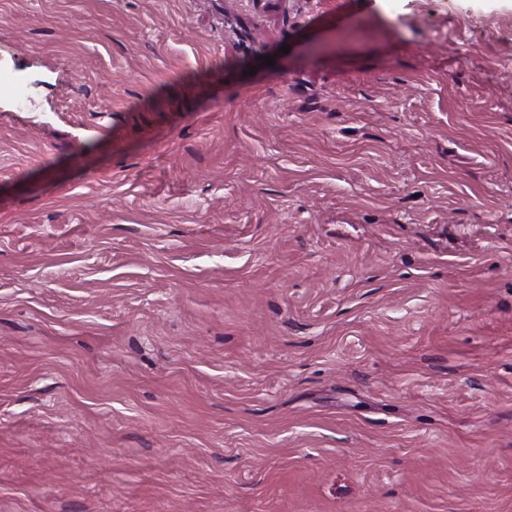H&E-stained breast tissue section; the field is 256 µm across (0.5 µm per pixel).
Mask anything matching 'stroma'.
<instances>
[{
  "instance_id": "obj_1",
  "label": "stroma",
  "mask_w": 512,
  "mask_h": 512,
  "mask_svg": "<svg viewBox=\"0 0 512 512\" xmlns=\"http://www.w3.org/2000/svg\"><path fill=\"white\" fill-rule=\"evenodd\" d=\"M509 60L512 0H0V512H512Z\"/></svg>"
}]
</instances>
